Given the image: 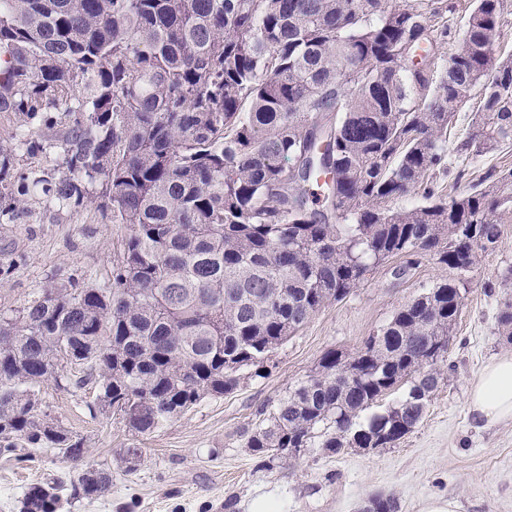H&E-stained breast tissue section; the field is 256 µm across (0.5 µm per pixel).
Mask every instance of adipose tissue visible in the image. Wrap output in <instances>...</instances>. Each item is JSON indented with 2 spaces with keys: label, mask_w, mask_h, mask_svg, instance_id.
<instances>
[{
  "label": "adipose tissue",
  "mask_w": 512,
  "mask_h": 512,
  "mask_svg": "<svg viewBox=\"0 0 512 512\" xmlns=\"http://www.w3.org/2000/svg\"><path fill=\"white\" fill-rule=\"evenodd\" d=\"M466 407L478 427L512 421V353L497 356L482 369L468 393Z\"/></svg>",
  "instance_id": "adipose-tissue-1"
}]
</instances>
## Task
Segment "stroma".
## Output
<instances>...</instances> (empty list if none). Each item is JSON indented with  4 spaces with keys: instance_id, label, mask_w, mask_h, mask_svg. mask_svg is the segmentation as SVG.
<instances>
[{
    "instance_id": "obj_1",
    "label": "stroma",
    "mask_w": 512,
    "mask_h": 512,
    "mask_svg": "<svg viewBox=\"0 0 512 512\" xmlns=\"http://www.w3.org/2000/svg\"><path fill=\"white\" fill-rule=\"evenodd\" d=\"M501 230L496 250L481 256L471 276L440 386L420 426L396 447L330 455L314 445L290 462L262 467L245 433L260 413L275 412L327 351L355 352L404 303L451 277L428 259L401 278L395 261L377 267L281 345L262 376L203 399L148 435L93 411L92 389L74 394L45 384V411L85 440L86 453L76 463L54 449L0 451V512H23L26 487L53 481L63 485L60 512H361L374 494L395 497L399 512H420L434 497L455 499L458 512H512V422L478 428L466 408L486 362L512 352L498 323L512 293V221ZM125 233L97 211L54 212L34 199L24 212L0 218V267L11 269L0 284V310L22 307L52 280L106 277ZM130 448L139 451L133 463ZM84 467L111 474L107 496L72 497L69 485Z\"/></svg>"
}]
</instances>
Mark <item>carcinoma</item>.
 I'll list each match as a JSON object with an SVG mask.
<instances>
[{
    "mask_svg": "<svg viewBox=\"0 0 512 512\" xmlns=\"http://www.w3.org/2000/svg\"><path fill=\"white\" fill-rule=\"evenodd\" d=\"M506 0H475L461 48L444 0H0V214L90 208L127 234L110 273L50 281L0 311V448L85 453L42 410L49 381L141 435L260 376L269 357L376 266L423 258L467 272L512 218V170L456 195L448 128L479 92L459 158L512 145ZM60 146L39 175L23 159ZM425 203L391 210L394 197ZM337 218L339 223L331 220ZM442 279L351 354H325L276 412L246 432L267 465L316 434L332 454L393 448L423 419L460 314ZM512 339V296L499 315ZM404 398L359 421L402 384ZM112 477L88 469L74 494ZM28 512H56L44 483Z\"/></svg>",
    "mask_w": 512,
    "mask_h": 512,
    "instance_id": "carcinoma-1",
    "label": "carcinoma"
}]
</instances>
